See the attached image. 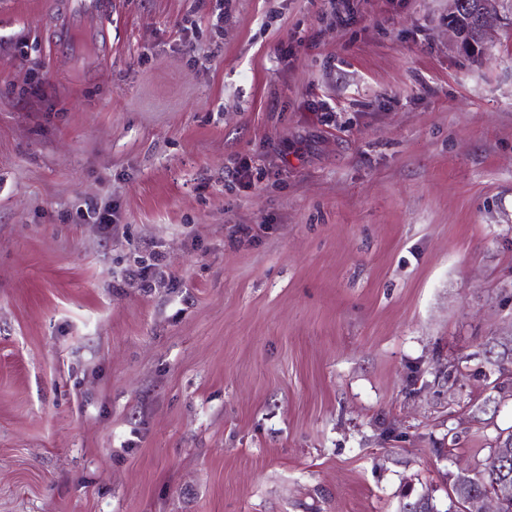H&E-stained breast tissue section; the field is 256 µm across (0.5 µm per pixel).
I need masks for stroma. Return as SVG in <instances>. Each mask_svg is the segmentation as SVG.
I'll return each mask as SVG.
<instances>
[{
	"mask_svg": "<svg viewBox=\"0 0 512 512\" xmlns=\"http://www.w3.org/2000/svg\"><path fill=\"white\" fill-rule=\"evenodd\" d=\"M104 4L109 59L59 75L50 0H0V512H448L449 454L512 427L477 411L512 30L470 58L448 0ZM154 250L175 287L125 282Z\"/></svg>",
	"mask_w": 512,
	"mask_h": 512,
	"instance_id": "stroma-1",
	"label": "stroma"
}]
</instances>
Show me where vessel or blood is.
Masks as SVG:
<instances>
[{"mask_svg":"<svg viewBox=\"0 0 512 512\" xmlns=\"http://www.w3.org/2000/svg\"><path fill=\"white\" fill-rule=\"evenodd\" d=\"M51 17L54 22L53 50L56 57L66 62L72 58V35H80L88 46L98 42L102 0H69L64 11L52 12Z\"/></svg>","mask_w":512,"mask_h":512,"instance_id":"vessel-or-blood-1","label":"vessel or blood"}]
</instances>
